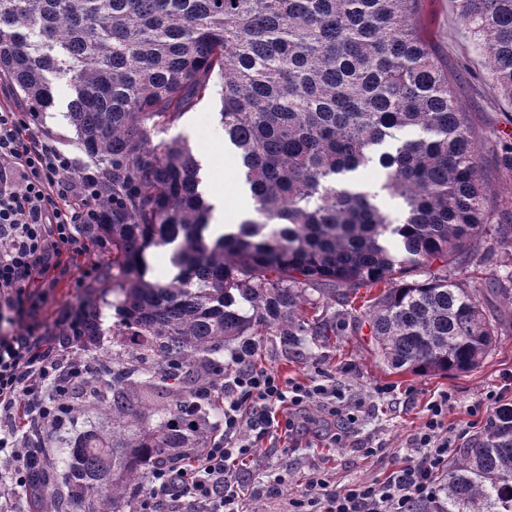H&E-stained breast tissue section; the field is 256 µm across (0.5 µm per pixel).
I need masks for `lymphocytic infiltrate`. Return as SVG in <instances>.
I'll list each match as a JSON object with an SVG mask.
<instances>
[{"label": "lymphocytic infiltrate", "mask_w": 512, "mask_h": 512, "mask_svg": "<svg viewBox=\"0 0 512 512\" xmlns=\"http://www.w3.org/2000/svg\"><path fill=\"white\" fill-rule=\"evenodd\" d=\"M100 173L79 164L55 141L42 136L37 114L18 111L0 98V452L9 451L12 469L0 472L16 494L35 500L37 464L46 462L44 443L21 441L27 427H63L71 416L65 396L83 377L80 350L90 342L85 302L56 309L52 323L33 317L46 298L40 285L61 275V258L87 248L82 224H105L108 211L97 200ZM255 341L230 354L220 428L205 448L179 464L152 465L137 502L138 512H240L238 465L265 438L291 433L299 412L316 403L337 423L331 436L346 445L356 434L361 404L333 384H302L257 366ZM450 398L441 394L426 420L407 442V452L382 480L333 489L309 478L289 512H421L439 493L438 476L463 447L468 431L445 426Z\"/></svg>", "instance_id": "lymphocytic-infiltrate-1"}]
</instances>
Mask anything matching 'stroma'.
I'll list each match as a JSON object with an SVG mask.
<instances>
[{
	"mask_svg": "<svg viewBox=\"0 0 512 512\" xmlns=\"http://www.w3.org/2000/svg\"><path fill=\"white\" fill-rule=\"evenodd\" d=\"M458 0H424L421 23L433 50L448 68V77L456 86L457 101L467 112L481 137L482 166L491 190V214L486 228L484 260L451 271L453 281L464 288H484V305L498 318V334L491 352L476 369L467 373L417 375L397 373L387 367L374 350L369 327L360 314L340 305H327L328 313L343 319L342 336L323 342L311 336L294 345L265 331L257 336L258 365L275 369L283 376L302 380L332 378L351 401L365 405L366 415L358 431L359 447H334L330 444L331 425L319 405L309 406L301 435L277 448L262 445L241 471L243 505L246 512H287L288 501L296 496L307 480L319 476L343 487L357 481L383 479L395 460L405 451L410 436L424 420L427 404L446 393L452 404L447 423L454 428L479 435L489 412L472 414L474 402L487 391L502 388L512 373V315L498 290L486 289L488 279H505L512 273V238L497 235L499 225L512 222V171L499 168L505 148L512 146V104L502 99L497 89L482 77V62L473 52L457 6ZM70 89L65 82L54 85L56 106L40 119L43 133L67 150L75 151L74 132L66 117ZM218 97L203 99L169 130L172 138L185 140L202 165L201 175L210 190L223 191L226 214L239 213L244 202L235 154L224 146V130L217 112ZM103 266L104 253L90 247L71 262L69 271L51 290L48 301L37 316L52 322L55 310L85 298L79 288L83 268ZM392 387L387 396L378 395L381 387ZM373 441L386 450L385 460L364 454L362 443Z\"/></svg>",
	"mask_w": 512,
	"mask_h": 512,
	"instance_id": "obj_1",
	"label": "stroma"
}]
</instances>
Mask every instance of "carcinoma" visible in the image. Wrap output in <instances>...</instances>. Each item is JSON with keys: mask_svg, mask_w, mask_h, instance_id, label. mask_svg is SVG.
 <instances>
[{"mask_svg": "<svg viewBox=\"0 0 512 512\" xmlns=\"http://www.w3.org/2000/svg\"><path fill=\"white\" fill-rule=\"evenodd\" d=\"M422 0H0V79L42 114L71 89L75 144L105 174L119 323L112 352L69 396L107 427L79 433L40 475L39 512H135L143 467L211 437L193 400L222 382L224 349L264 330L287 344L343 335L308 315L316 293L352 306L361 289L375 350L397 372L477 368L497 321L469 265L488 223L478 136L419 24ZM484 78L512 103V0H459ZM219 91L224 145L251 205L211 223L201 165L167 133ZM375 166L382 180L365 186ZM400 202L393 218L380 205ZM169 251L171 277L149 276ZM440 262V271L428 269ZM427 277L417 279L415 275ZM123 336H137L126 352ZM436 512H512V406L457 453Z\"/></svg>", "mask_w": 512, "mask_h": 512, "instance_id": "carcinoma-1", "label": "carcinoma"}]
</instances>
